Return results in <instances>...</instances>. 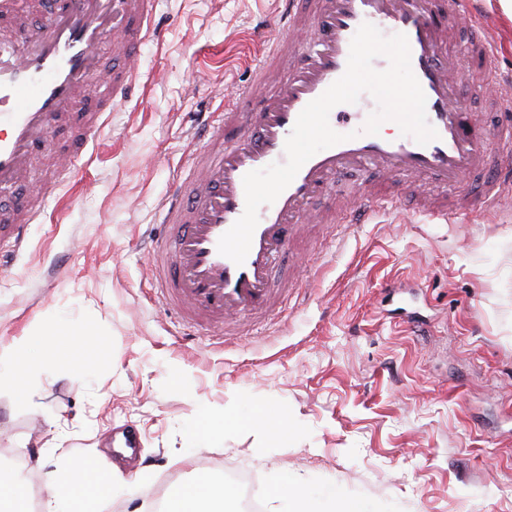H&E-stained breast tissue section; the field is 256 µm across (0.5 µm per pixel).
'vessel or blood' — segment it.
Here are the masks:
<instances>
[{
  "instance_id": "obj_1",
  "label": "vessel or blood",
  "mask_w": 512,
  "mask_h": 512,
  "mask_svg": "<svg viewBox=\"0 0 512 512\" xmlns=\"http://www.w3.org/2000/svg\"><path fill=\"white\" fill-rule=\"evenodd\" d=\"M159 0H43L45 18L31 26L17 20L0 27V193L14 190L29 173L33 148L51 141L66 114L76 113L74 147L60 163L71 177L80 145L100 131L114 105L132 98L138 73L132 64L141 46L161 42L155 22ZM471 0H277V9L253 32L264 50L252 65L256 78L235 89L220 112L202 120L191 142L187 177L177 179L156 213L165 242L154 245L153 275L159 302L182 320L203 324L225 336L256 325L279 311L301 290L293 271L276 285L278 255L311 222L315 202L345 194L340 223L357 227L369 216L397 209L404 188L422 193V211L447 217V193L463 174L485 169L483 141L453 101L455 76L466 62L497 74L495 43L476 38L461 51L448 50L449 18L464 20ZM387 34H405L411 67L425 96L426 114L438 137L421 145L403 135L363 133V112H333L331 127L360 129L355 139L320 151L259 221L243 264L217 250L220 237L245 209L243 177L286 159L284 144L305 106L340 78L351 40L363 23ZM111 41L117 61L104 91L92 82L101 67L99 44ZM286 87L272 88L276 70ZM95 107L77 111L87 98ZM368 171L382 177L381 188H347L345 177ZM512 185V164L501 162L481 195L496 198ZM46 201L33 191L19 207L0 208V258L18 253L30 225L39 223Z\"/></svg>"
}]
</instances>
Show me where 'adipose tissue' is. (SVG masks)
Listing matches in <instances>:
<instances>
[{
    "label": "adipose tissue",
    "mask_w": 512,
    "mask_h": 512,
    "mask_svg": "<svg viewBox=\"0 0 512 512\" xmlns=\"http://www.w3.org/2000/svg\"><path fill=\"white\" fill-rule=\"evenodd\" d=\"M93 346L89 332L67 320L57 324L55 340H48L41 333L24 337L20 355H0V388L10 389L18 402H26L29 388L24 379L27 375L44 370L65 357L77 359L79 371H87V363L78 360L77 355ZM108 489V483L99 481L84 467L75 466L67 478L48 480L42 492L41 512H76L75 502L79 494L90 493L97 502ZM278 498L281 502L278 512H323L318 508L322 502L328 505L324 512H366L358 499L337 494L332 482L325 485L317 501L291 485L279 488ZM233 508L229 489L202 476L169 495L162 512H232Z\"/></svg>",
    "instance_id": "obj_1"
}]
</instances>
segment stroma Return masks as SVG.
<instances>
[{
  "instance_id": "1",
  "label": "stroma",
  "mask_w": 512,
  "mask_h": 512,
  "mask_svg": "<svg viewBox=\"0 0 512 512\" xmlns=\"http://www.w3.org/2000/svg\"><path fill=\"white\" fill-rule=\"evenodd\" d=\"M275 0H162L163 45L145 44L142 87L108 117L71 181L57 182L51 145L11 204L46 186L43 223L0 271V345L66 318L91 326L92 370L63 359L30 379L18 404L0 390V484L44 485L84 464L124 478L102 512H147L197 473L247 480L259 512L282 479L309 495L335 482L368 512H512V194L477 203L457 190L454 222L428 219L404 190L346 240L307 227L279 271L307 268L299 297L219 344L164 311L145 230L186 173L191 112H212L249 84L248 36ZM470 66L455 101L488 157L512 158L496 98ZM294 432L273 442L251 418ZM231 416L193 447L188 433ZM134 429L135 458L113 441Z\"/></svg>"
}]
</instances>
